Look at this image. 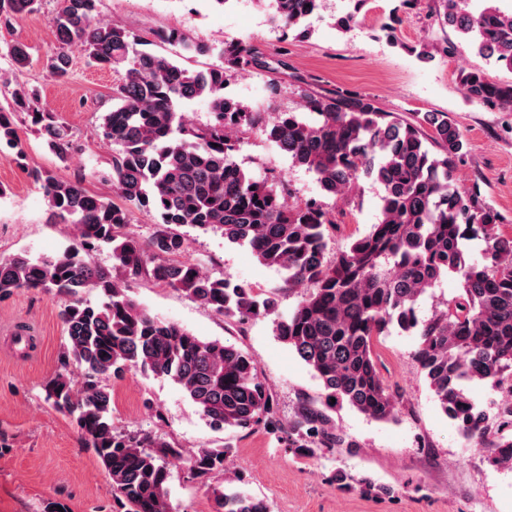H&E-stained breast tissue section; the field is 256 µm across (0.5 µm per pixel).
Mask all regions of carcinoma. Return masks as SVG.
Returning a JSON list of instances; mask_svg holds the SVG:
<instances>
[{
	"instance_id": "1",
	"label": "carcinoma",
	"mask_w": 512,
	"mask_h": 512,
	"mask_svg": "<svg viewBox=\"0 0 512 512\" xmlns=\"http://www.w3.org/2000/svg\"><path fill=\"white\" fill-rule=\"evenodd\" d=\"M51 18L60 51L47 70L58 81L70 73L67 49L83 48L90 62L119 75L103 135L112 141V184L121 202L88 193L81 181L48 173L44 187L53 214L74 226L80 247L54 257L17 254L0 260V297L22 288L65 299L60 312L66 340L60 367L44 385L45 399L74 417L86 447L107 470L112 497L124 512H172L170 464L185 460L187 478L205 482L222 474L232 455L226 444L185 455L165 437L117 427L107 381L132 370L165 377L199 408L216 431L257 429L294 456L312 458L324 448H350L330 415L297 402L283 419L257 363L242 349L203 340L177 323L158 319L127 294L125 280L149 277L240 324L273 317L277 339L317 375L327 398L345 401L377 421H391L399 397L384 382L376 344L391 326L419 337L413 359L425 373L442 413L477 442L489 462L512 469V237L500 232L502 215L478 187L461 192L455 170L467 142L446 112L408 121L384 112L362 95L308 94L299 108L249 112L224 94L233 76L260 66L242 44L218 51L221 64L190 72L140 48L141 39L97 18L99 0H59ZM320 0H272L274 20L285 30L308 34L306 21ZM366 0L336 20L346 32ZM441 28L456 30L466 46L512 70V11L484 0L474 14L465 0H437ZM40 0H0V23L38 10ZM161 43L187 55L214 47L178 29L154 32ZM7 56L17 72L30 52L22 43ZM458 80L471 101L512 112V82H497L481 69H463ZM210 102L205 123L180 105ZM26 112L49 149L63 159L72 149L69 129L40 107L36 92L18 84L0 107V143L17 140L14 116ZM257 129L292 162L313 173L322 192L345 201L370 178L382 187L380 219L327 258L336 231L330 211L316 200L291 203L277 180L246 174L234 153L239 134ZM159 218L148 243L131 236L133 210ZM181 227L216 231L246 244L264 265L285 273V283L304 295L284 314L276 298L248 282L206 272L183 260ZM484 242L482 260L470 258L466 242ZM110 250L118 278L85 255ZM448 275L460 293L420 321L419 298ZM95 292L96 303L85 300ZM81 371L74 378L72 369ZM507 388L496 421L479 408L470 386ZM214 512H270L268 503L226 479L210 485Z\"/></svg>"
}]
</instances>
